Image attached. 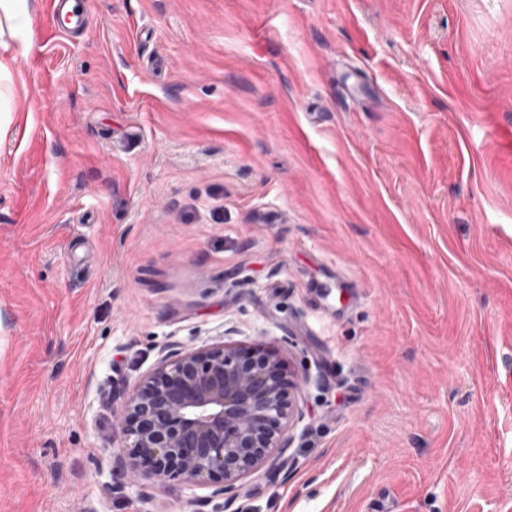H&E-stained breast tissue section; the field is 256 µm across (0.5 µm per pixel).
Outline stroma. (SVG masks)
Masks as SVG:
<instances>
[{
  "label": "stroma",
  "instance_id": "stroma-1",
  "mask_svg": "<svg viewBox=\"0 0 512 512\" xmlns=\"http://www.w3.org/2000/svg\"><path fill=\"white\" fill-rule=\"evenodd\" d=\"M21 0L0 512H512V0ZM279 350L286 454L126 483L170 352ZM68 0H48V12L54 25V31L61 36L69 34L83 33L87 30L88 24L86 18L77 13H64V8ZM68 24V26H67Z\"/></svg>",
  "mask_w": 512,
  "mask_h": 512
}]
</instances>
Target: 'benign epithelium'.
<instances>
[{
    "instance_id": "benign-epithelium-1",
    "label": "benign epithelium",
    "mask_w": 512,
    "mask_h": 512,
    "mask_svg": "<svg viewBox=\"0 0 512 512\" xmlns=\"http://www.w3.org/2000/svg\"><path fill=\"white\" fill-rule=\"evenodd\" d=\"M297 387L275 350L224 342L165 355L115 413L126 476L138 480L145 462L159 481H213L234 502L237 484L288 448Z\"/></svg>"
}]
</instances>
